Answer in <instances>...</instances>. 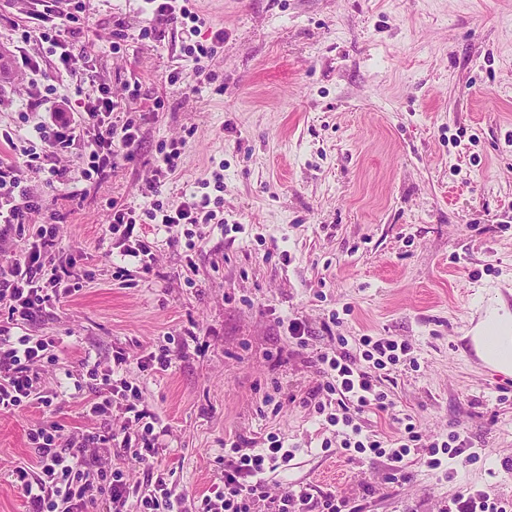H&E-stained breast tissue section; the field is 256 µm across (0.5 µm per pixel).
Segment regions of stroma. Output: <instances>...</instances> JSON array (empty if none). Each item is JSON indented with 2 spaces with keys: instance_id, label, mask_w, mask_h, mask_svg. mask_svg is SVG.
I'll return each mask as SVG.
<instances>
[{
  "instance_id": "35a3bbf8",
  "label": "stroma",
  "mask_w": 512,
  "mask_h": 512,
  "mask_svg": "<svg viewBox=\"0 0 512 512\" xmlns=\"http://www.w3.org/2000/svg\"><path fill=\"white\" fill-rule=\"evenodd\" d=\"M0 9V132L32 129L51 79L30 82L13 25L35 0ZM76 11L70 35L86 68L70 87L109 86L141 128L135 161L118 160L103 180L84 181L86 153L61 156L66 181L0 157L56 213L64 248L88 272L80 291L28 324L58 340L42 388L51 406L0 413V512H29L16 466H37L31 429L107 430L85 416L95 393L71 378L91 357L124 375L168 426L159 472L189 497L218 483L225 444L262 447L280 437L292 453L268 474L271 492L304 483L362 512H440L463 487L512 498V375L486 367L468 338L484 310L512 311V0H195L201 33L154 24L144 0H56ZM224 45L204 71L186 47ZM179 73L170 85V73ZM177 147L162 200L200 193L221 177L224 221L210 225L186 264L171 235L157 237L150 270L112 275L114 207L148 204L158 148ZM302 322L303 340L288 323ZM345 337L408 346L381 372L393 414L368 411L365 430L393 435L414 417L423 444L457 432L473 459L431 471L404 460L354 461L323 451L335 427L306 403L323 379L316 358ZM169 346L164 372L139 357Z\"/></svg>"
}]
</instances>
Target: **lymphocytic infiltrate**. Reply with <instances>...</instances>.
<instances>
[{
	"label": "lymphocytic infiltrate",
	"instance_id": "obj_1",
	"mask_svg": "<svg viewBox=\"0 0 512 512\" xmlns=\"http://www.w3.org/2000/svg\"><path fill=\"white\" fill-rule=\"evenodd\" d=\"M153 22L183 25L197 33L201 18L189 6V0H145ZM40 9L32 23L20 24V41L37 40L47 45L55 73L74 76L79 60L67 42L58 39V16L49 0H39ZM36 140L23 149L26 167L45 173L47 186H54L65 170L58 164L60 155L77 147L88 152L84 171L86 180L105 178L116 158L132 160L140 145L139 127L133 119L120 116L118 104L107 88L74 99L63 96L47 109L43 120L35 124ZM15 165L0 161V222L15 230L24 246L9 261L0 264V412H12L32 403L49 404L40 384L44 362L55 361L57 344L52 336H28L21 326L31 322L43 310L53 307L81 288L84 273L70 266L56 264L55 256L62 240L56 214H43L42 206L23 189L14 175ZM223 206L221 197L202 194L171 203L153 201L149 208L113 211L109 230L117 236L122 259L149 268L155 240L146 225L167 231L181 224L200 226L212 223ZM40 221H33V214ZM362 356L372 363V370L356 366L349 351L336 355H318L317 361L326 381L323 391L333 395L338 412L317 401L316 413L330 425H342L344 450L366 452L402 462L417 449L420 435L414 424H405L388 441L363 435L355 424V414L371 409L386 412L392 407L387 394L379 389L373 369L397 363L405 343L394 339L362 337ZM126 363L116 354L113 367L100 372L98 362L84 360L83 368L97 390L87 412L95 417L111 415L114 398L125 401L128 418L104 432L68 434L58 424L38 428L29 435L37 448L39 470L19 466L13 472L15 482L24 491L31 512H357L347 500L328 493L314 497L307 486H284L269 494L266 476L287 465L290 453L279 439H270L268 447L253 448L225 464L213 494L204 496L195 510H187L186 498L173 494L165 479L153 486L141 487L127 473L109 468L113 451L119 450L132 464L154 471V458L160 434L154 413L141 405L138 388L129 384L121 371Z\"/></svg>",
	"mask_w": 512,
	"mask_h": 512
}]
</instances>
